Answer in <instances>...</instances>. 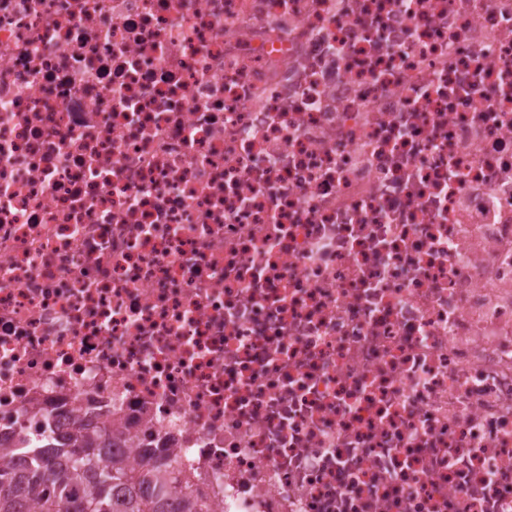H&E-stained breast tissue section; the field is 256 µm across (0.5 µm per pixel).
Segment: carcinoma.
<instances>
[{
	"mask_svg": "<svg viewBox=\"0 0 512 512\" xmlns=\"http://www.w3.org/2000/svg\"><path fill=\"white\" fill-rule=\"evenodd\" d=\"M118 440L103 421L56 445L34 424L22 439L30 464H0V512H211L196 475L167 463L169 449L148 441L131 466L113 458Z\"/></svg>",
	"mask_w": 512,
	"mask_h": 512,
	"instance_id": "1",
	"label": "carcinoma"
}]
</instances>
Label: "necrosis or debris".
Wrapping results in <instances>:
<instances>
[{
  "label": "necrosis or debris",
  "mask_w": 512,
  "mask_h": 512,
  "mask_svg": "<svg viewBox=\"0 0 512 512\" xmlns=\"http://www.w3.org/2000/svg\"><path fill=\"white\" fill-rule=\"evenodd\" d=\"M94 412L213 512H512V0H0V431Z\"/></svg>",
  "instance_id": "necrosis-or-debris-1"
}]
</instances>
